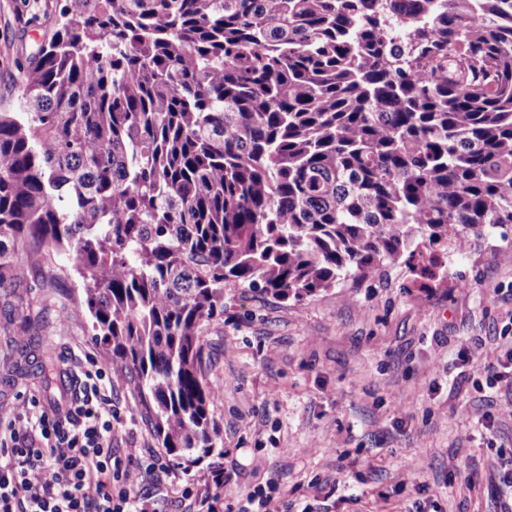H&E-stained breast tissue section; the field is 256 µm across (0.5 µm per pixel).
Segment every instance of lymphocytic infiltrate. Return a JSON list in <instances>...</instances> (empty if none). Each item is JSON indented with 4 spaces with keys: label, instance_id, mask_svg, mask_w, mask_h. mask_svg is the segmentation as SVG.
Masks as SVG:
<instances>
[{
    "label": "lymphocytic infiltrate",
    "instance_id": "f902f5d3",
    "mask_svg": "<svg viewBox=\"0 0 512 512\" xmlns=\"http://www.w3.org/2000/svg\"><path fill=\"white\" fill-rule=\"evenodd\" d=\"M103 368L75 399L0 408V512H155L135 491L137 465L112 451Z\"/></svg>",
    "mask_w": 512,
    "mask_h": 512
}]
</instances>
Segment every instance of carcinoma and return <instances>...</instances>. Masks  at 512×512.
<instances>
[{
    "label": "carcinoma",
    "instance_id": "obj_1",
    "mask_svg": "<svg viewBox=\"0 0 512 512\" xmlns=\"http://www.w3.org/2000/svg\"><path fill=\"white\" fill-rule=\"evenodd\" d=\"M0 109V295L80 305L161 447L214 449L224 289L301 301L512 224V0H64Z\"/></svg>",
    "mask_w": 512,
    "mask_h": 512
}]
</instances>
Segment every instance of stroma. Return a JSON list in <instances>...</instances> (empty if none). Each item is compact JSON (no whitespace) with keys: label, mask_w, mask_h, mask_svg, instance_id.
<instances>
[{"label":"stroma","mask_w":512,"mask_h":512,"mask_svg":"<svg viewBox=\"0 0 512 512\" xmlns=\"http://www.w3.org/2000/svg\"><path fill=\"white\" fill-rule=\"evenodd\" d=\"M56 0H0V104L16 100L18 64L52 33ZM508 224L474 239L444 281L405 266L300 302L239 289L206 323V376L223 390L204 466L227 475L223 512L274 487L288 512H503L512 484V372L486 370L512 343ZM76 277L19 288L0 304V407L55 398L104 362L78 304ZM467 348L469 362L457 360ZM52 352L56 381L40 362ZM112 383V450L148 464L159 443L130 377ZM191 469L141 478L157 512H184L174 489Z\"/></svg>","instance_id":"35a3bbf8"}]
</instances>
